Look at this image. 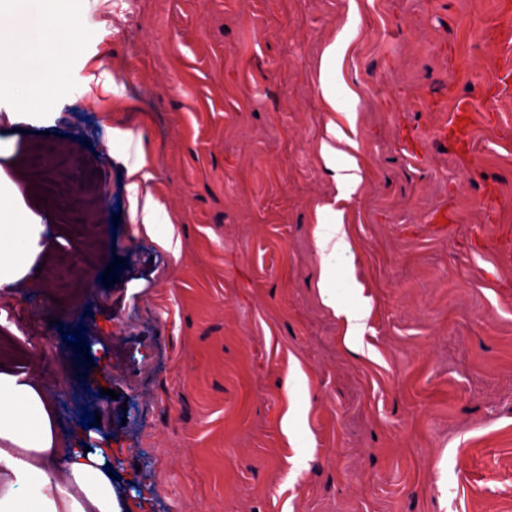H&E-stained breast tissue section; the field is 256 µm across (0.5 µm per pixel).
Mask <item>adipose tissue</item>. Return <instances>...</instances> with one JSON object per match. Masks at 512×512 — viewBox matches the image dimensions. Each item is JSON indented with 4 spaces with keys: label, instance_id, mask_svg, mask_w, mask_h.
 <instances>
[{
    "label": "adipose tissue",
    "instance_id": "adipose-tissue-1",
    "mask_svg": "<svg viewBox=\"0 0 512 512\" xmlns=\"http://www.w3.org/2000/svg\"><path fill=\"white\" fill-rule=\"evenodd\" d=\"M50 3L0 0V23L14 27L12 36H0V94L21 85L49 83L45 62L61 51L76 26L75 19L63 18ZM111 136L112 155L125 166L134 223L172 256H179L175 227L152 192V161L130 131L116 127ZM21 217L13 191L0 187V288L22 279L42 249L44 225L22 222ZM314 238L319 292L332 308V271L337 257L350 249L335 210L319 211ZM111 463L106 448L87 449L58 437L53 402L33 376L0 372V512H125L112 490Z\"/></svg>",
    "mask_w": 512,
    "mask_h": 512
}]
</instances>
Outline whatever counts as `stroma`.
Instances as JSON below:
<instances>
[{
    "instance_id": "1",
    "label": "stroma",
    "mask_w": 512,
    "mask_h": 512,
    "mask_svg": "<svg viewBox=\"0 0 512 512\" xmlns=\"http://www.w3.org/2000/svg\"><path fill=\"white\" fill-rule=\"evenodd\" d=\"M116 2L62 0L80 48L61 92L0 96V180L49 227L41 272L0 290V365L37 374L61 439L111 447L128 512H512L499 0H138L122 37ZM341 36L333 113L320 65ZM330 120L356 143L348 200L320 154ZM114 126L155 165L179 258L131 222ZM51 157L68 190L28 188ZM331 203L352 331L319 297Z\"/></svg>"
}]
</instances>
